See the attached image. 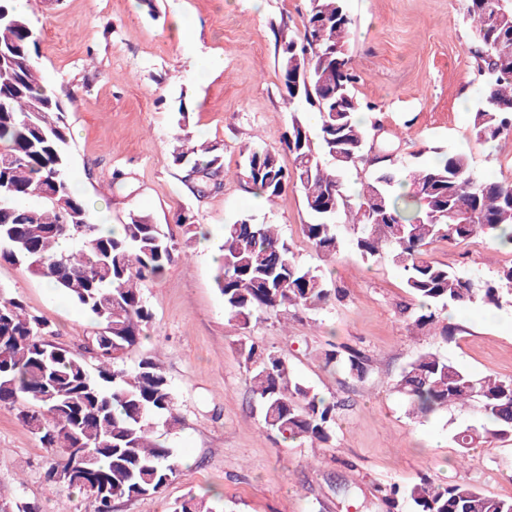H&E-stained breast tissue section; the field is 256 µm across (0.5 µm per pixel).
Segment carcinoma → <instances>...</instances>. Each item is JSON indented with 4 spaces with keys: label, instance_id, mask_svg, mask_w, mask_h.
<instances>
[{
    "label": "carcinoma",
    "instance_id": "cac0c4a2",
    "mask_svg": "<svg viewBox=\"0 0 512 512\" xmlns=\"http://www.w3.org/2000/svg\"><path fill=\"white\" fill-rule=\"evenodd\" d=\"M478 79L483 93L472 112L479 141L512 136V58L494 45L512 42V0H467ZM353 19L344 0H307L303 30H273L277 66L288 104L302 102L317 114L313 141L309 118L293 114L280 154L263 146L242 153L243 171L254 189L276 197L292 187L304 197L310 221L303 236L315 251L333 258L342 245L337 218H350L351 244L365 260L389 258L405 287L419 300L416 327L447 340L454 327L439 311L512 303V265L490 280H474L424 258L435 241L459 244L477 236L512 244V182L477 175L470 158L449 152L423 165L389 158L374 163V175L351 201L345 173L365 159L380 120L359 115L378 106L361 98L350 62ZM39 41L17 0H0V260L51 281L93 319L83 353L75 355L44 340L51 324L26 311L22 301L0 292V404L37 435L53 458L51 485L86 495L95 512H112L116 498L150 496L176 476L172 448L154 438L161 424L182 423L170 382L151 359L120 366L141 343L151 313L142 288L182 257L173 237L147 213H133L117 235L99 232L95 216L68 176L70 128L62 99L47 89L35 65ZM174 162L188 168L203 195L220 186V148L205 141L177 147ZM74 243L70 251L60 242ZM217 286L229 318L246 328L262 312L303 306L318 310L331 297L319 269H306L273 224L241 218L224 225ZM252 395L267 428L283 440L328 443L339 404L311 393L290 378L279 355L251 339L240 343ZM95 361L90 366L86 357ZM325 365L342 366L359 381L368 359L342 348L325 352ZM395 391L414 417L438 411H471L481 420L453 436L462 453L491 439L512 436V379L478 377L438 353L425 350L403 369ZM89 460L92 477L76 479L73 449ZM394 512L399 501L412 512H512V498L488 495L471 483L440 484L427 477L409 486L376 488ZM0 512H38L28 502L0 493ZM173 512H215L193 495Z\"/></svg>",
    "mask_w": 512,
    "mask_h": 512
}]
</instances>
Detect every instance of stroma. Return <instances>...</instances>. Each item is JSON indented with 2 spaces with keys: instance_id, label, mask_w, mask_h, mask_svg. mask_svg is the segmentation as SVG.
<instances>
[{
  "instance_id": "obj_1",
  "label": "stroma",
  "mask_w": 512,
  "mask_h": 512,
  "mask_svg": "<svg viewBox=\"0 0 512 512\" xmlns=\"http://www.w3.org/2000/svg\"><path fill=\"white\" fill-rule=\"evenodd\" d=\"M345 5L355 21L349 46L358 94L380 106L385 135L402 161H430L436 148L460 150L477 174L512 182V138L484 143L471 132L480 82L466 0ZM305 9L306 0H263L258 8L251 0H30L40 39L35 62L67 110L74 187L98 203L103 222L148 213L187 251L143 288L152 319L146 339L124 361L131 368L151 358L168 377L182 424L158 428L157 436L187 465L157 494L115 499L112 512H172L190 493L219 512H387L376 487L409 485L423 474L512 497V438L461 455L452 435L474 423L470 412L415 419L393 389L427 349L478 376L512 377V306L456 307L448 318L457 331L443 340L414 327L418 302L389 259L363 260L347 244L334 259L317 254L302 235L309 215L299 191L248 201L241 148L280 150L291 122L273 29L285 22L301 30ZM182 14L197 20L184 42L172 29ZM214 54L223 55V71L201 74ZM181 107L194 135L219 144L230 172L223 187L203 197L172 156ZM116 172L126 176L119 189L110 185ZM182 213L191 216L192 231L179 226ZM242 217L276 225L300 264L328 269V286L339 297L319 311L292 307L245 328L229 320L213 257L225 224ZM201 232L209 235L205 251ZM425 257L463 276L491 279L512 264V248L479 236L431 243ZM0 287L52 323V343L80 352L94 324L79 305L4 261ZM247 335L285 358L291 375L314 393L341 401L329 443L288 444L266 428L238 353ZM333 345L368 358L365 380L325 366L323 354ZM48 458L15 410L0 406V490L40 512H93L89 499L46 483Z\"/></svg>"
}]
</instances>
